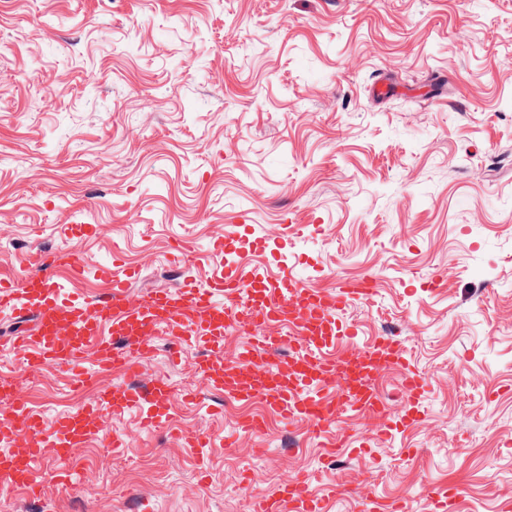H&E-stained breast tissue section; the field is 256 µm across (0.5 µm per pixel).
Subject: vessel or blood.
<instances>
[{
	"mask_svg": "<svg viewBox=\"0 0 512 512\" xmlns=\"http://www.w3.org/2000/svg\"><path fill=\"white\" fill-rule=\"evenodd\" d=\"M265 243L262 237L251 240L236 231L225 232L211 244L213 253L224 257L223 271L207 283L188 280L178 290H160L138 302L125 294V284L136 270L120 255H113L111 264L92 265L75 252L54 254L42 260L46 273L16 283L0 281V309H32L36 331L16 337V344L29 362L71 370L79 384L91 377L84 366L89 358L100 370L138 372L160 330L173 339L172 357H180L185 343L208 347L210 356L199 371L210 388L240 401L263 398L268 410L284 420H307L312 433H319L343 410L385 416L388 406L372 382L388 369L401 378L398 424L417 425L429 380L409 367L402 342L385 337L363 347L350 345L352 331L338 318L351 303L372 300L373 278L340 277L333 288H316L284 260L282 275L273 279L260 267L239 260L247 246ZM63 265L73 276L90 273L108 282V297L89 304L66 291L53 273ZM242 307L250 309L253 326L232 366L224 361V339ZM280 345L294 347L292 361L251 370L254 351ZM13 392L12 382L0 380L1 493L38 491L36 467L42 457L65 463L95 434L102 413L138 414L149 430L168 420L175 400L171 386L161 379L143 390L116 381L100 387L78 410L48 421L11 401ZM457 495L453 486L444 498L428 490L396 505L395 512H445L448 498ZM332 506V498L312 494L307 480L298 478L251 499V512H332Z\"/></svg>",
	"mask_w": 512,
	"mask_h": 512,
	"instance_id": "1",
	"label": "vessel or blood"
}]
</instances>
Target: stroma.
<instances>
[{
	"mask_svg": "<svg viewBox=\"0 0 512 512\" xmlns=\"http://www.w3.org/2000/svg\"><path fill=\"white\" fill-rule=\"evenodd\" d=\"M392 91L376 100L375 82ZM249 217L256 233L289 219L286 248L244 250L270 275L279 253L317 288L370 274L374 303L340 318L366 344L398 334L430 386L425 419L402 431L346 413L308 438L273 423L251 437L242 411L209 390L207 350L169 358L154 337L132 385L166 379L169 422L104 414L62 488L52 458L42 495L0 494V512H248L252 491L305 474L337 489L334 512L458 486L451 512L512 501V0H0V279L41 256L120 253L141 272L130 299L206 282L210 241ZM73 224L92 235L73 236ZM177 238L195 261H166ZM435 292L421 284L436 272ZM32 317L0 311V370ZM25 405L53 419L80 407L70 371L23 378ZM371 429L368 453H325L342 428ZM213 440L194 448L177 432ZM126 448H112L113 435ZM232 447H223L224 439Z\"/></svg>",
	"mask_w": 512,
	"mask_h": 512,
	"instance_id": "stroma-1",
	"label": "stroma"
}]
</instances>
